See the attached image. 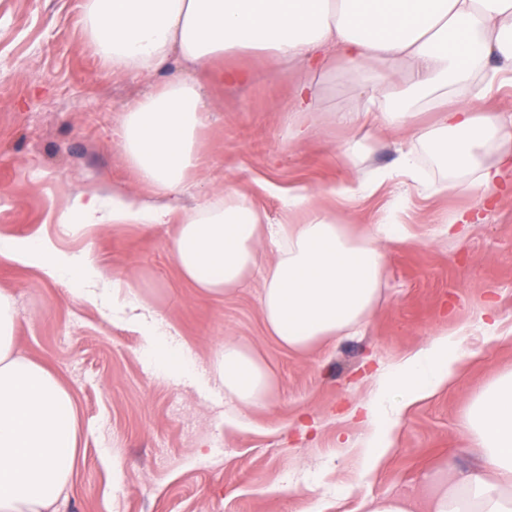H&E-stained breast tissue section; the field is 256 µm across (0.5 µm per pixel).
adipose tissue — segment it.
I'll return each mask as SVG.
<instances>
[{"mask_svg":"<svg viewBox=\"0 0 512 512\" xmlns=\"http://www.w3.org/2000/svg\"><path fill=\"white\" fill-rule=\"evenodd\" d=\"M84 8L89 40L116 75L153 74L174 55L205 73L227 50L249 46L304 70L292 96L297 112L309 115L318 98L312 74L332 59L352 66L367 105L337 111V123L400 128L407 140L393 174L332 186L336 199L372 196L393 175L418 183L423 146L455 174L443 191L512 188V133L502 115L448 99L454 92L480 101L512 86V0H85ZM417 104L437 113L434 128L415 125ZM210 110L199 85L181 81L133 102L119 148L146 195L81 193L58 223L76 233L103 224L175 225L171 250L180 276L211 297L234 292L254 272L260 247L272 244L277 257L264 273L260 308L283 348L309 352L364 328L380 302L387 246L405 237L404 199L358 235L314 206L304 186L284 194L275 222L230 183L185 205L179 195L200 162L196 139ZM485 152L493 161L482 160ZM0 258L34 260L49 277L83 282L80 294L90 302L87 283L103 276L90 253L63 252L45 239L0 241ZM112 303L134 320L153 318L150 342H165L166 364L186 367L189 347L147 297L116 280ZM16 321L13 295L1 289L0 512H57L78 466L75 399L47 365L20 352ZM499 327L493 311H484L376 375L370 399L350 411L364 426L365 468L391 450L409 406L452 381L467 337L493 336ZM209 374L241 415L276 388L264 358L235 338L225 339ZM466 422L480 464L440 470L424 492L426 512H512V372L471 403Z\"/></svg>","mask_w":512,"mask_h":512,"instance_id":"adipose-tissue-1","label":"adipose tissue"}]
</instances>
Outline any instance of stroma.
<instances>
[{
  "label": "stroma",
  "instance_id": "1",
  "mask_svg": "<svg viewBox=\"0 0 512 512\" xmlns=\"http://www.w3.org/2000/svg\"><path fill=\"white\" fill-rule=\"evenodd\" d=\"M83 5L0 0V76L9 81L0 89V238L91 251L106 278L143 289L177 326L195 367L187 376L161 370L141 326L83 301L76 280L0 260V289L18 309V348L56 372L77 402L82 461L60 512H361V491L418 502L441 466L472 467L467 407L512 371V193L487 204L478 190L427 198L408 191L407 236L390 246L370 323L311 352L288 351L267 332L260 308L272 247L236 291L206 297L179 276L173 225L74 234L55 213L81 192L136 191L117 145L124 110L169 82L199 79L216 106L198 136L196 191L236 184L274 220L289 188L393 169L404 133L375 129L364 161L345 155L356 131L337 125L333 112L361 109L364 99L357 74L339 62L316 77L317 133L299 145L289 141L288 124L297 118L292 87L302 72L265 53L238 49L217 61L220 69L249 71L242 84L193 76L173 59L151 75H113L86 36ZM399 190L395 184L344 207L324 195L317 204L360 233ZM462 209L477 212L476 222L457 237L436 235L437 219ZM489 301L502 322L499 336L467 339L457 377L405 413L394 450L364 472L361 428L347 414L369 397L371 373L473 322ZM228 337L249 342L277 376L271 403L242 416L203 375ZM306 484L310 495L293 493Z\"/></svg>",
  "mask_w": 512,
  "mask_h": 512
}]
</instances>
